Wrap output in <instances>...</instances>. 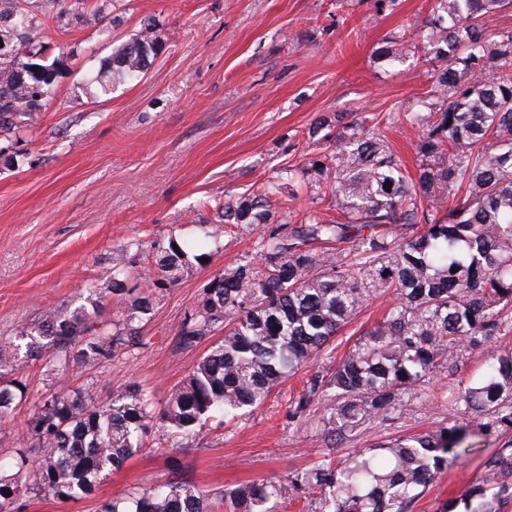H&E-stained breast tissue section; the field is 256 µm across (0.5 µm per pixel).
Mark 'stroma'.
I'll return each instance as SVG.
<instances>
[{
	"instance_id": "obj_1",
	"label": "stroma",
	"mask_w": 512,
	"mask_h": 512,
	"mask_svg": "<svg viewBox=\"0 0 512 512\" xmlns=\"http://www.w3.org/2000/svg\"><path fill=\"white\" fill-rule=\"evenodd\" d=\"M107 34L68 18L47 20L44 40L67 68L54 97L24 142L15 165L0 162V344L46 310L84 303L86 287L131 239L151 246L160 237L200 236L215 221V204L255 190L278 169L312 151L307 137L320 114L387 115L405 109L429 86L428 64L409 59L387 68L374 57L391 32L420 27L433 0H114ZM155 19L165 49L144 78L116 85L98 98L85 85L101 60ZM260 227H232L218 252L160 293L139 343L112 361L72 378L98 394L130 383L156 401L189 374L220 339L214 330L194 346L181 343L187 310L204 281L219 270L255 259ZM388 297L376 299L321 355L278 387L253 414L224 424L197 442L151 430L144 451L77 501L22 497L18 512H100L103 500L166 480L173 467L203 489L218 492L262 478L285 479L310 466L327 442L319 414L294 415L307 380L325 374L353 345L356 327L380 319ZM512 349V326L477 350H465L455 376L438 375L411 406L372 421L342 451L417 433L447 421V393L493 354ZM22 374L30 400L0 425V460L31 447L27 420L33 396L55 381L38 362ZM505 441L495 432L443 473L412 512H439L476 482L485 460Z\"/></svg>"
}]
</instances>
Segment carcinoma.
Here are the masks:
<instances>
[{
    "label": "carcinoma",
    "instance_id": "cac0c4a2",
    "mask_svg": "<svg viewBox=\"0 0 512 512\" xmlns=\"http://www.w3.org/2000/svg\"><path fill=\"white\" fill-rule=\"evenodd\" d=\"M61 0H0V133L21 139L53 97L57 80L33 68H64V56L42 63L44 19L63 16ZM512 0H434L425 24L399 30L375 59L388 67L422 54L445 67L429 73L430 88L384 118L353 112L320 115L307 136L320 144L301 163L284 166L252 194L216 207L205 240L170 235L152 244L146 291L126 253L87 287L91 306L51 309L14 340L0 345V421L28 397L21 365L41 361L57 388L35 401L27 420L33 453L18 450L0 463V512L26 493L61 501L96 493L101 481L144 448L157 425L186 441L260 408L272 392L317 359L332 338L381 296L383 319L362 330L326 375L307 385L300 415L324 404L321 433L338 445L369 420L407 406L438 371L452 370L466 345L477 348L512 325V31L491 32L488 16ZM113 0H73L83 22L99 27ZM165 47L152 19L119 45L89 78L96 98L140 80ZM418 132L416 175L406 174L382 125ZM440 160L433 165L431 160ZM303 181L312 200L326 198L342 213L328 219L316 207L288 211L283 187ZM390 189H384L386 183ZM274 228L259 238L260 260L213 275L198 306L185 313L180 342L192 346L224 325V336L159 405L151 392L128 385L103 396L73 388L70 378L109 362L139 341L138 326L154 310V291L177 285L223 226ZM349 244L336 253L326 246ZM128 295L121 319L96 321L102 295ZM453 403L462 419L402 436L376 448H354L281 479L238 484L221 495L225 512H273L278 502L311 499L314 512H411L448 468L464 458L469 439L512 431V351L493 354L479 374L459 380ZM512 507V443L485 461L484 471L443 512H508ZM100 512H212L210 494L173 474L168 480L114 497Z\"/></svg>",
    "mask_w": 512,
    "mask_h": 512
}]
</instances>
